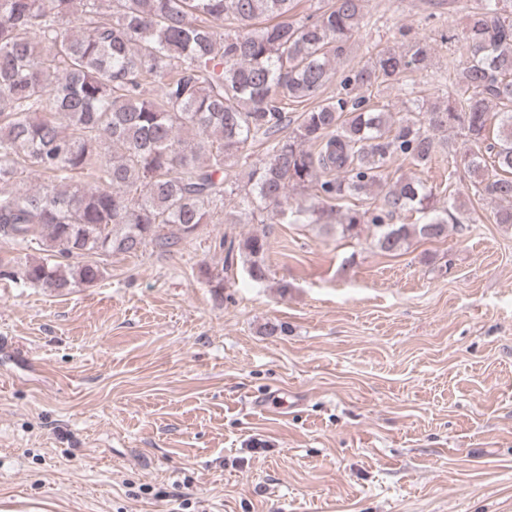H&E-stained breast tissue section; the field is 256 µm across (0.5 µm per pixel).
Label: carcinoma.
<instances>
[{
  "mask_svg": "<svg viewBox=\"0 0 512 512\" xmlns=\"http://www.w3.org/2000/svg\"><path fill=\"white\" fill-rule=\"evenodd\" d=\"M364 2L330 0L296 19L294 0H0V238L46 252L0 273L63 292L101 275L71 258L168 252L205 224L270 208L319 224L314 204L284 209L288 191L366 194L394 158L429 164L453 129L484 145L466 154L474 194L512 225V16L502 0H478L468 15V56L444 107L415 99L392 122L361 94L427 68L418 40L376 54L298 118L284 111L285 100L318 98L365 22ZM257 144L264 157L242 177L235 167ZM29 168L47 182L24 186ZM404 211L422 223H393ZM446 213L423 182L400 179L375 209L344 212L340 235L365 227L392 255L413 236H447ZM266 250L257 235L240 247L254 281L266 278Z\"/></svg>",
  "mask_w": 512,
  "mask_h": 512,
  "instance_id": "obj_1",
  "label": "carcinoma"
}]
</instances>
